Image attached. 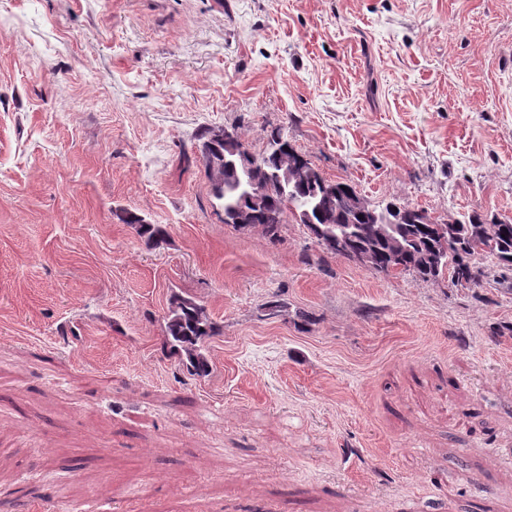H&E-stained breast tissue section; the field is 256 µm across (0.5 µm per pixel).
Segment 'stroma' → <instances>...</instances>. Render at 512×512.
<instances>
[{
	"mask_svg": "<svg viewBox=\"0 0 512 512\" xmlns=\"http://www.w3.org/2000/svg\"><path fill=\"white\" fill-rule=\"evenodd\" d=\"M224 127L379 208L512 216V0H0V512H512V272L225 223ZM176 294L221 328L208 376ZM121 220L125 224L134 226L137 234L148 244L159 245L167 238L168 232L165 226L147 223L140 216L131 212H123ZM219 332L220 327L212 321L204 305L189 296L172 297L166 316L165 344L180 356L187 372L198 377L210 373L205 344Z\"/></svg>",
	"mask_w": 512,
	"mask_h": 512,
	"instance_id": "1",
	"label": "stroma"
}]
</instances>
